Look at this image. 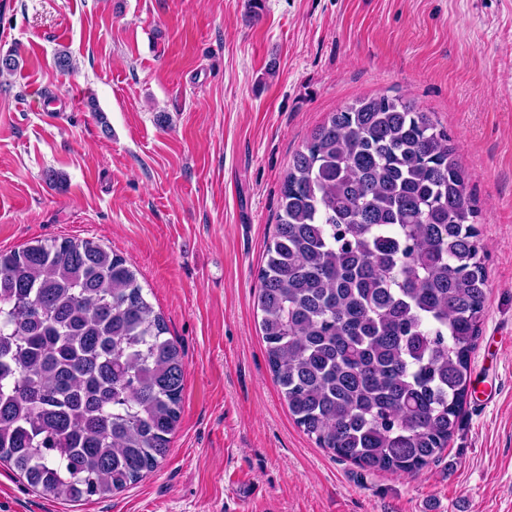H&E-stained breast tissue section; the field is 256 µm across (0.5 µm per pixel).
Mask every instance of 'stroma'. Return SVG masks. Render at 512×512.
<instances>
[{
  "mask_svg": "<svg viewBox=\"0 0 512 512\" xmlns=\"http://www.w3.org/2000/svg\"><path fill=\"white\" fill-rule=\"evenodd\" d=\"M262 3L0 0V54L19 60L0 74V250L123 255L186 365L156 471L72 503L0 464V512H512V0ZM380 95L448 131L489 273L471 384L495 396L469 397L414 477L338 461L295 424L255 304L293 153Z\"/></svg>",
  "mask_w": 512,
  "mask_h": 512,
  "instance_id": "35a3bbf8",
  "label": "stroma"
}]
</instances>
